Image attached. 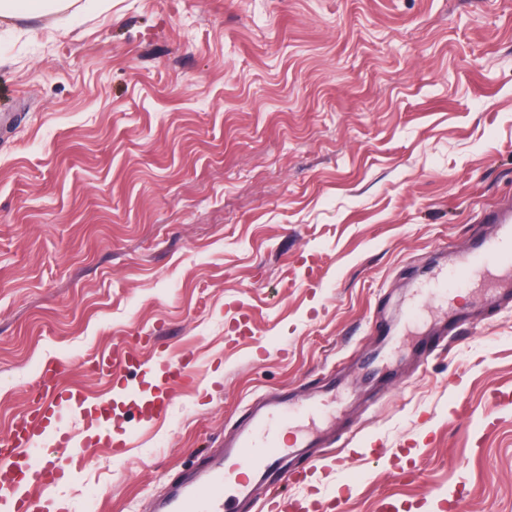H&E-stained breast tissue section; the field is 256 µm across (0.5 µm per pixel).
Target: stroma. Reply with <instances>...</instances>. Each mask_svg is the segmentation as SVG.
<instances>
[{
	"label": "stroma",
	"instance_id": "stroma-1",
	"mask_svg": "<svg viewBox=\"0 0 512 512\" xmlns=\"http://www.w3.org/2000/svg\"><path fill=\"white\" fill-rule=\"evenodd\" d=\"M0 21V438L35 373L112 426L49 500L153 512L267 396L325 512H512V303L408 310L512 206V0H83ZM194 385L138 423L157 375ZM125 367L134 368L138 370H150L152 367L144 360L136 357H129L122 351H113L107 355H101L95 362L96 372L102 378L112 381V377L117 376L118 368Z\"/></svg>",
	"mask_w": 512,
	"mask_h": 512
}]
</instances>
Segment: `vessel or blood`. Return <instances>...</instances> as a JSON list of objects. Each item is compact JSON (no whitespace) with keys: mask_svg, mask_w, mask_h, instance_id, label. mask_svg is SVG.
<instances>
[{"mask_svg":"<svg viewBox=\"0 0 512 512\" xmlns=\"http://www.w3.org/2000/svg\"><path fill=\"white\" fill-rule=\"evenodd\" d=\"M503 221L495 238L466 251L460 266L451 273V281L470 282L493 273L512 278V213ZM121 367L144 370L148 364L120 351L101 355L95 362L97 373L105 379L115 377ZM189 376L188 363L166 362L154 399L143 413L144 421L161 418L171 404L174 383ZM39 383L42 405L19 418L7 438L0 441V505L9 512H31L33 490L70 475L77 454L70 437L54 428L52 421L62 408L83 405L82 393L60 386L52 378H40ZM294 416L293 405L285 400L254 411L237 440L223 455L207 463L195 484L166 502L162 512H234L233 500L251 497L252 476L268 475L289 453L291 447L279 440V428ZM38 445L44 449L40 457L31 453Z\"/></svg>","mask_w":512,"mask_h":512,"instance_id":"1","label":"vessel or blood"}]
</instances>
